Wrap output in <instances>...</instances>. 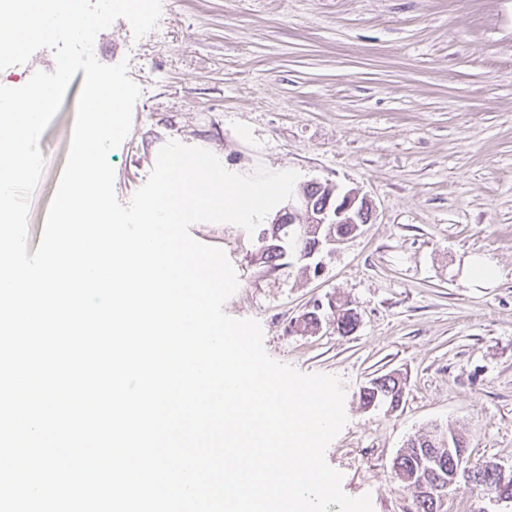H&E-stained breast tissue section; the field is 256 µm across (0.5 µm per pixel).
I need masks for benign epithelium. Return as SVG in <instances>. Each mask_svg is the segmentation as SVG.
Returning a JSON list of instances; mask_svg holds the SVG:
<instances>
[{"mask_svg":"<svg viewBox=\"0 0 512 512\" xmlns=\"http://www.w3.org/2000/svg\"><path fill=\"white\" fill-rule=\"evenodd\" d=\"M325 192L324 205L314 203V199L305 191H295L288 200V217L297 219L302 216V223L310 225L312 236L317 240L313 250L297 253V262L308 272L318 275L322 265L317 261L318 255L326 248L340 244L335 237V224H367L371 218L372 207L369 201L355 191L340 192L331 183L321 184ZM316 310L322 312V318L314 329H304L302 320H295L290 331L296 333H318L323 321L331 318L337 311L334 300L313 303ZM430 448L424 451L421 468L425 474L411 486L417 495H433L436 506L443 512L448 500V492L468 487L484 474L503 476L507 469L499 463H488L484 466L463 465L464 455L455 447V440L447 434H436L429 438Z\"/></svg>","mask_w":512,"mask_h":512,"instance_id":"benign-epithelium-1","label":"benign epithelium"}]
</instances>
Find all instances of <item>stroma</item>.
Masks as SVG:
<instances>
[{
  "label": "stroma",
  "mask_w": 512,
  "mask_h": 512,
  "mask_svg": "<svg viewBox=\"0 0 512 512\" xmlns=\"http://www.w3.org/2000/svg\"><path fill=\"white\" fill-rule=\"evenodd\" d=\"M97 59L126 62L141 94L129 135L109 155L129 203L170 140L233 173L299 172L372 206L360 235L323 254V273L268 270L242 227L198 223L239 287L225 313L257 320L267 354L339 377L347 422L327 463L373 512H408L392 464L435 428L464 437L475 462L512 468V0H163L150 32L116 20ZM84 81L76 73L42 134L27 243L38 248L63 172ZM496 271L474 285L472 266ZM350 301L348 335L289 332L314 300ZM396 373L395 411L360 391Z\"/></svg>",
  "instance_id": "obj_1"
}]
</instances>
